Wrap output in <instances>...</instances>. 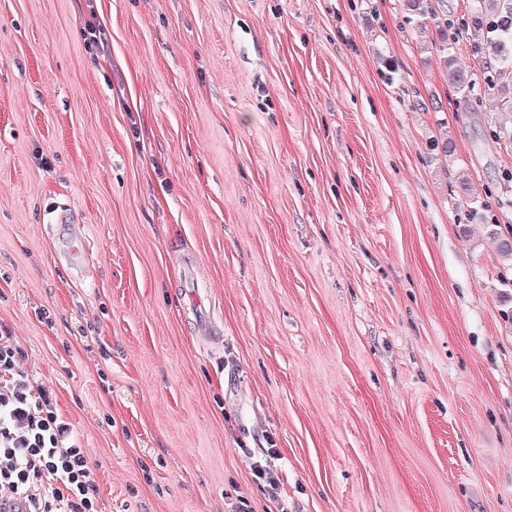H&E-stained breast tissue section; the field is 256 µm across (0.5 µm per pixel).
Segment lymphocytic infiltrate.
<instances>
[{"instance_id":"lymphocytic-infiltrate-1","label":"lymphocytic infiltrate","mask_w":512,"mask_h":512,"mask_svg":"<svg viewBox=\"0 0 512 512\" xmlns=\"http://www.w3.org/2000/svg\"><path fill=\"white\" fill-rule=\"evenodd\" d=\"M0 512H101L92 470L55 399L0 336Z\"/></svg>"}]
</instances>
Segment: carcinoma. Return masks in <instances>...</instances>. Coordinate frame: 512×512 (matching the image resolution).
Wrapping results in <instances>:
<instances>
[{
    "mask_svg": "<svg viewBox=\"0 0 512 512\" xmlns=\"http://www.w3.org/2000/svg\"><path fill=\"white\" fill-rule=\"evenodd\" d=\"M417 27L435 35L431 49L440 65L449 69V83L463 94L467 107L499 92V81L512 78V0H475L470 22L461 24L448 13L445 0H406ZM473 30L470 52L477 72L452 67L460 35Z\"/></svg>",
    "mask_w": 512,
    "mask_h": 512,
    "instance_id": "obj_1",
    "label": "carcinoma"
}]
</instances>
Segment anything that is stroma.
Instances as JSON below:
<instances>
[{
    "label": "stroma",
    "instance_id": "obj_1",
    "mask_svg": "<svg viewBox=\"0 0 512 512\" xmlns=\"http://www.w3.org/2000/svg\"><path fill=\"white\" fill-rule=\"evenodd\" d=\"M429 40L405 0H0V331L102 512H512V138ZM68 231L67 261L76 276H82L86 261L85 237L79 226H71ZM187 302L196 309L198 314L197 333L202 342H210L215 339L218 334L217 327L213 317L205 310L204 302L196 294L191 293Z\"/></svg>",
    "mask_w": 512,
    "mask_h": 512
}]
</instances>
